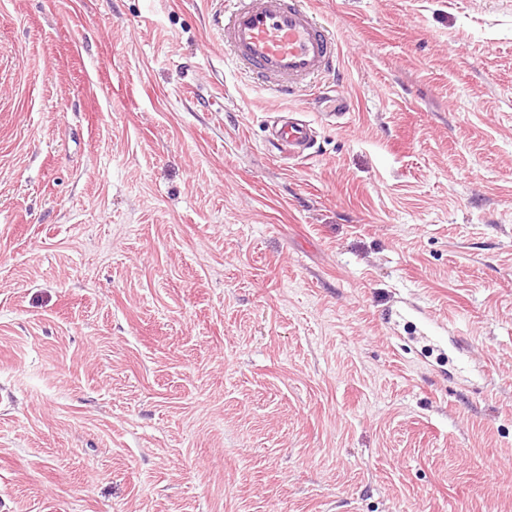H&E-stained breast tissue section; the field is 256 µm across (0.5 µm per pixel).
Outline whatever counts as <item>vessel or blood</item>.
Returning <instances> with one entry per match:
<instances>
[{"instance_id": "vessel-or-blood-1", "label": "vessel or blood", "mask_w": 512, "mask_h": 512, "mask_svg": "<svg viewBox=\"0 0 512 512\" xmlns=\"http://www.w3.org/2000/svg\"><path fill=\"white\" fill-rule=\"evenodd\" d=\"M210 25L227 60L280 97L313 90L318 76L336 70L337 41L304 0H218ZM268 130L291 156L307 157L313 146L307 121L279 116Z\"/></svg>"}]
</instances>
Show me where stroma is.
<instances>
[{"mask_svg": "<svg viewBox=\"0 0 512 512\" xmlns=\"http://www.w3.org/2000/svg\"><path fill=\"white\" fill-rule=\"evenodd\" d=\"M305 3L0 0V512H512V0ZM210 25L226 59L282 98L336 71L338 45L302 0H216ZM269 123V139L281 146L289 156L305 158L313 146L314 131L309 122L292 117L293 112L284 113Z\"/></svg>", "mask_w": 512, "mask_h": 512, "instance_id": "35a3bbf8", "label": "stroma"}]
</instances>
